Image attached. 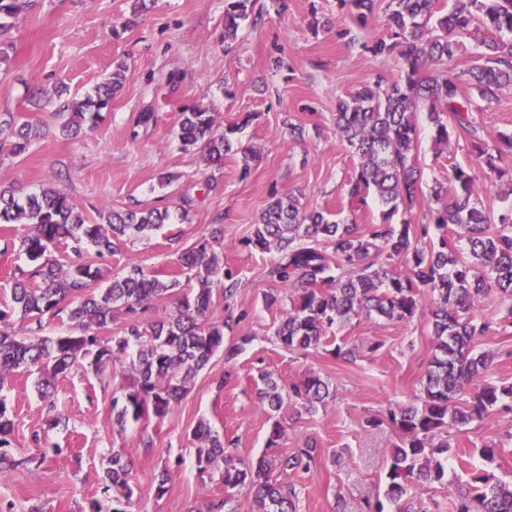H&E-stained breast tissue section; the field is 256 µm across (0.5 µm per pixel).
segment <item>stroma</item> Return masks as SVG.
Instances as JSON below:
<instances>
[{
    "label": "stroma",
    "mask_w": 512,
    "mask_h": 512,
    "mask_svg": "<svg viewBox=\"0 0 512 512\" xmlns=\"http://www.w3.org/2000/svg\"><path fill=\"white\" fill-rule=\"evenodd\" d=\"M257 2L267 6V14L257 26L242 23L229 51L222 41L224 0H156L129 27L124 24L129 0H31L7 32L14 48L9 69H0V113L33 124L41 136L24 155L0 151V186L25 194L48 186L62 190L90 217L106 206H168L170 223L101 260L107 282L133 266L176 270L178 249L201 240L212 225H223L220 253L240 285L232 311L216 301L212 318L233 317V335L250 336L251 342L224 388L216 386L225 370L219 352L164 418L131 423L122 431L112 424V400L129 384L126 366L109 367L99 378L72 370L58 378L49 403L37 388V371L15 372L0 389L14 422L8 456L18 463L0 479V512H22L36 503L48 512H90L95 505L110 512L102 477L117 450L134 454L131 512H210L228 491L219 475L199 474L193 430L207 420L234 440L242 457H260L270 431L255 397L263 370L286 383L314 371L336 390L325 407L294 418L282 443L289 449L313 438L320 448L313 472L288 475L302 490L299 512H363L365 501L382 490L396 436L389 427L372 429L364 421L419 393L434 354L427 319L398 325L361 318L335 329L332 337L339 342L362 348L384 344L378 356L352 364L312 351H286L273 338L283 308L264 302L275 287L266 275L273 256L246 240L275 193H293L306 210L321 207L361 224L381 222L376 202L360 207L348 201L346 186L357 159L336 131L334 112L338 97L376 78L392 81L399 75L397 59L373 56L350 42L355 35L368 41L385 35L387 4L379 0L362 26L337 0H288L281 14L271 9V0ZM315 14L332 21L316 34L309 29ZM116 25L122 28L117 36ZM117 62L126 63L127 79L104 121L78 139L62 137L56 87L67 85L72 97L83 98ZM199 104L215 112L220 128L242 125L243 144L259 153L249 175H241L239 156L225 157L223 169L211 171L198 150H181L173 138L180 113ZM147 107L156 116L153 127L130 140L138 113ZM292 123L300 125L302 136L289 135ZM418 158L427 183L447 181L452 165L475 163L469 142L450 140L439 153L427 135ZM170 173L175 182L161 186V176ZM184 195L191 199L186 211L180 207ZM507 305L495 293L475 299L472 313L491 325L476 339V351L492 353L495 381L512 384V333L496 325ZM146 438L154 442L147 452ZM449 441L448 479L417 487L419 512H452L454 493L471 470L512 482V412L452 431ZM492 442L498 445L494 459L481 457L478 447ZM165 467L169 491L159 499L154 486Z\"/></svg>",
    "instance_id": "35a3bbf8"
}]
</instances>
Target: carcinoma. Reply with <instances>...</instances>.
I'll list each match as a JSON object with an SVG mask.
<instances>
[{"label": "carcinoma", "mask_w": 512, "mask_h": 512, "mask_svg": "<svg viewBox=\"0 0 512 512\" xmlns=\"http://www.w3.org/2000/svg\"><path fill=\"white\" fill-rule=\"evenodd\" d=\"M255 0H224V50L238 37L242 22L252 16ZM358 20L373 14L377 0H339ZM436 0H389L385 37L363 42L375 56H395L401 65L398 79H378L336 101V129L358 158V171L349 183L350 202L360 205L373 196L383 209V223L362 225L354 219H334L322 210L307 211L291 193L274 196L254 225L248 244L274 252L268 270L273 282L288 285L290 308L276 328V343L283 349H322L338 361L354 363L357 346L327 341V332L358 317L376 316L394 324H407L423 302L430 301L435 353L422 377V391L410 404L389 409L366 420L394 430L386 460L383 496L365 502V512H412L413 490L441 483L447 473L448 429L481 421L496 411L512 412V384L489 379L492 359L474 352L473 341L490 326L470 311L476 296L496 289L512 298V208L494 214L474 197L481 171L502 178L496 159L512 152V136L483 134L473 113L497 98L500 89L512 85V0H457V6L440 14ZM27 0H0V32L9 29ZM475 23L490 33L472 64L462 70L448 68ZM438 69L421 74L426 65ZM127 68L118 64L109 76L79 101L59 105L60 134L76 139L97 127L103 112L124 86ZM428 106L435 146L450 138L469 140L480 160L479 168L451 167L448 188L439 182L430 194L437 206L413 223L412 211L423 197V171L418 164L419 128L416 112ZM155 122V112L138 113L130 130ZM239 127L221 131L216 114L196 105L180 113L177 139L184 151L202 147L207 166L221 169L224 156L242 155V174L251 169L253 148L243 147L235 134ZM40 132L27 122L17 123L9 114L0 119V150L15 156L27 153ZM168 209L135 207L97 211V220L83 215L66 193L47 187L37 194L19 197L13 188L0 189V224H25L28 232L19 246L29 262L12 276L10 302L0 304V388L19 370H40L38 387L51 395L56 379L80 368L97 377L117 362L129 360L132 380L122 399L113 401V424L123 429L130 422L149 417L162 419L190 390L198 373L215 353L224 350L231 363L251 341L240 336L224 344V328L210 320L213 286H222L225 307L237 294L239 280L216 252L224 229L212 225L209 236L181 252V280L162 271L145 272L131 267L100 286L97 263L84 259L85 249L97 258L118 246L159 229L169 220ZM440 231L438 246L427 248L423 240L430 227ZM178 296L173 311L154 319L157 303ZM27 322V335L11 331L15 314ZM65 319L73 331L45 336L46 322ZM121 320L111 336L99 331ZM257 399L272 420L268 447L275 448L286 435L282 413H313L335 396L330 383L309 373L287 385L272 373L258 376ZM13 421L5 399L0 398V477L15 462L6 448ZM198 441L196 468L201 473L221 472L224 488L246 490L253 512H298L299 490L279 479V473H309L316 466L319 449L313 440L270 458L245 460L232 443L201 420L193 431ZM133 454L112 453L111 465L102 478V492L112 501V512H129ZM453 512H512V484L474 470L458 488Z\"/></svg>", "instance_id": "cac0c4a2"}]
</instances>
